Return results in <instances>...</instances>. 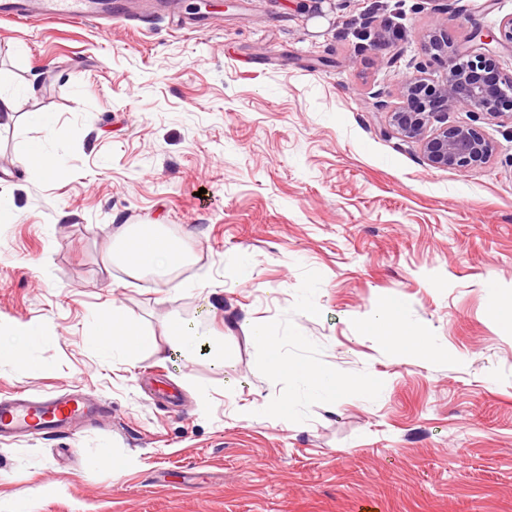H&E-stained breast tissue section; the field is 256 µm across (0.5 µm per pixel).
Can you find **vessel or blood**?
<instances>
[{
	"instance_id": "vessel-or-blood-1",
	"label": "vessel or blood",
	"mask_w": 512,
	"mask_h": 512,
	"mask_svg": "<svg viewBox=\"0 0 512 512\" xmlns=\"http://www.w3.org/2000/svg\"><path fill=\"white\" fill-rule=\"evenodd\" d=\"M138 5L114 8L112 0H0V17L27 23L31 16L44 20L83 22L92 18L111 20L115 13L135 16ZM96 405L85 398L44 393L38 399L18 397L0 401V435L63 427L79 418L94 417Z\"/></svg>"
}]
</instances>
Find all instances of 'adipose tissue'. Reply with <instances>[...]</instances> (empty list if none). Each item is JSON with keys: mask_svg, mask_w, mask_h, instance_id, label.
Wrapping results in <instances>:
<instances>
[{"mask_svg": "<svg viewBox=\"0 0 512 512\" xmlns=\"http://www.w3.org/2000/svg\"><path fill=\"white\" fill-rule=\"evenodd\" d=\"M122 242V251L128 258V265L136 272H148L161 278L186 258L182 247L155 229L123 234ZM403 309L402 301H394L386 315L370 319L372 331L384 342L398 344L407 354L433 356L437 351L434 340L405 324L401 319ZM101 334L105 338V351L111 353L116 360L132 359L140 349L156 346L152 338L143 336L117 311L113 312L111 323L102 326ZM253 336L264 349L271 370L286 373L310 392L332 399L341 392L356 389L370 398L380 390L375 383L344 381L328 370L288 364L275 338L267 336L259 327L254 329Z\"/></svg>", "mask_w": 512, "mask_h": 512, "instance_id": "obj_1", "label": "adipose tissue"}]
</instances>
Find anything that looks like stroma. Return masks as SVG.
Masks as SVG:
<instances>
[{
	"label": "stroma",
	"instance_id": "35a3bbf8",
	"mask_svg": "<svg viewBox=\"0 0 512 512\" xmlns=\"http://www.w3.org/2000/svg\"><path fill=\"white\" fill-rule=\"evenodd\" d=\"M197 0L138 21L0 20V77L26 88L0 125V398L80 393L102 415L0 438V501L32 512H512V123L452 111L494 148L431 167L389 127L407 75L442 71L435 24L462 42L512 0ZM397 24L391 49L377 30ZM51 112L44 129L31 113ZM62 158L44 174L24 145ZM155 225L188 259L164 279L115 260ZM405 303L434 358L367 317ZM158 351L113 363V308ZM181 318L202 332L170 345ZM32 323L38 336L20 339ZM291 363L373 382V398L302 392ZM225 366H218L217 356ZM292 402L287 416L266 405ZM123 458L102 465L101 449Z\"/></svg>",
	"mask_w": 512,
	"mask_h": 512
}]
</instances>
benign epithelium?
<instances>
[{
	"label": "benign epithelium",
	"instance_id": "benign-epithelium-1",
	"mask_svg": "<svg viewBox=\"0 0 512 512\" xmlns=\"http://www.w3.org/2000/svg\"><path fill=\"white\" fill-rule=\"evenodd\" d=\"M499 48L512 49V18L495 31L474 29L457 45L440 24L428 32L425 49L443 76L407 77L386 119L403 140L420 146L430 166L465 172L490 160L493 147L477 127L450 125L446 115L456 110L512 122V74L500 71Z\"/></svg>",
	"mask_w": 512,
	"mask_h": 512
}]
</instances>
